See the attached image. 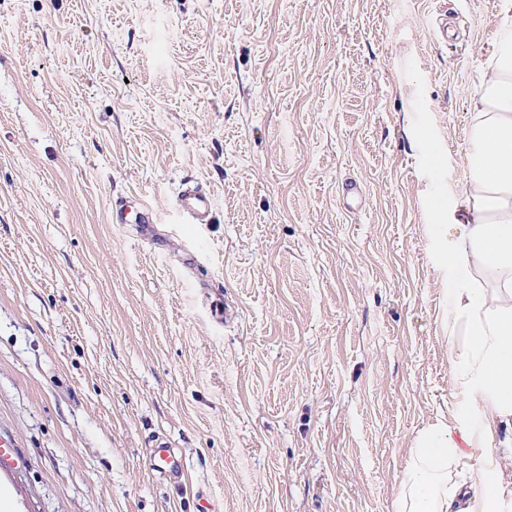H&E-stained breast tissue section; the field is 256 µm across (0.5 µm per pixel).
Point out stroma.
Here are the masks:
<instances>
[{"instance_id":"obj_1","label":"stroma","mask_w":512,"mask_h":512,"mask_svg":"<svg viewBox=\"0 0 512 512\" xmlns=\"http://www.w3.org/2000/svg\"><path fill=\"white\" fill-rule=\"evenodd\" d=\"M499 36L497 0H0V512H396ZM175 209L191 224H203L212 209V197L192 181L183 183L175 198ZM132 208L135 209L134 219L127 220V213ZM112 219H115L117 224H141L138 225L141 235H145L143 228L148 224H156L152 212L142 202L127 196H119L112 200ZM149 463L153 470L170 480H179L184 472L182 458L164 439L157 438L152 444Z\"/></svg>"}]
</instances>
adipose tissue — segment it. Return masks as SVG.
<instances>
[{"label": "adipose tissue", "mask_w": 512, "mask_h": 512, "mask_svg": "<svg viewBox=\"0 0 512 512\" xmlns=\"http://www.w3.org/2000/svg\"><path fill=\"white\" fill-rule=\"evenodd\" d=\"M497 8L504 36L473 94L467 187L439 248L456 412L416 437L399 512H493L512 495V472L496 459L512 447V0ZM459 466L471 469L464 488L449 477Z\"/></svg>", "instance_id": "ef3b65f1"}]
</instances>
